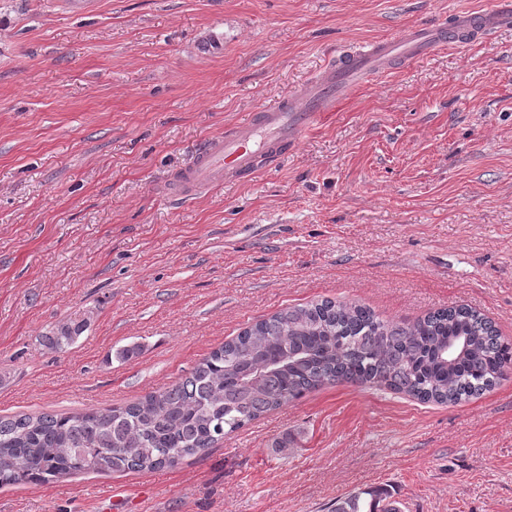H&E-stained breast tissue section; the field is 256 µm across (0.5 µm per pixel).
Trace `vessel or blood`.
<instances>
[{
  "label": "vessel or blood",
  "mask_w": 512,
  "mask_h": 512,
  "mask_svg": "<svg viewBox=\"0 0 512 512\" xmlns=\"http://www.w3.org/2000/svg\"><path fill=\"white\" fill-rule=\"evenodd\" d=\"M512 24V0L484 12L462 11L448 23H420L391 39L359 45L331 58L306 87L260 109L249 125L199 149L177 177L180 191H199L253 172L259 156L280 160L299 133L330 111L345 89L426 57L438 49L491 36Z\"/></svg>",
  "instance_id": "1"
}]
</instances>
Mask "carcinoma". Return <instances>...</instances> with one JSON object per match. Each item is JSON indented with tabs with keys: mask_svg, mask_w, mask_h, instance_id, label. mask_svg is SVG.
Masks as SVG:
<instances>
[{
	"mask_svg": "<svg viewBox=\"0 0 512 512\" xmlns=\"http://www.w3.org/2000/svg\"><path fill=\"white\" fill-rule=\"evenodd\" d=\"M84 329L83 321L63 322L44 341L64 352ZM511 369L512 340L472 308H441L404 324L322 299L254 323L176 383L125 405L0 416V485L173 467L326 385L377 386L454 405L492 390ZM333 512L401 510L363 490Z\"/></svg>",
	"mask_w": 512,
	"mask_h": 512,
	"instance_id": "1",
	"label": "carcinoma"
}]
</instances>
